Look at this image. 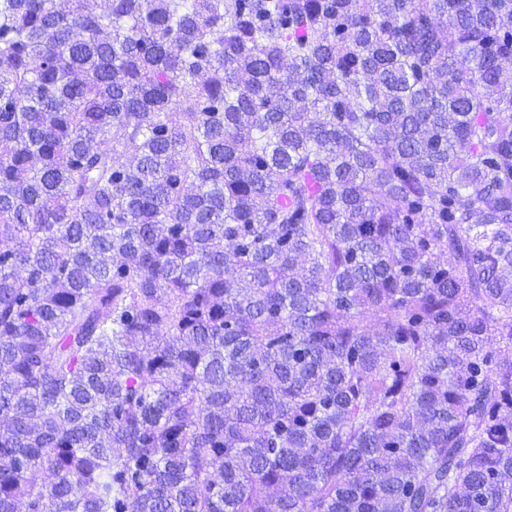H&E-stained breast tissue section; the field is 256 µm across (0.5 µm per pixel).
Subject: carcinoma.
<instances>
[{
	"instance_id": "carcinoma-1",
	"label": "carcinoma",
	"mask_w": 512,
	"mask_h": 512,
	"mask_svg": "<svg viewBox=\"0 0 512 512\" xmlns=\"http://www.w3.org/2000/svg\"><path fill=\"white\" fill-rule=\"evenodd\" d=\"M511 60L512 0H0V512H512Z\"/></svg>"
}]
</instances>
